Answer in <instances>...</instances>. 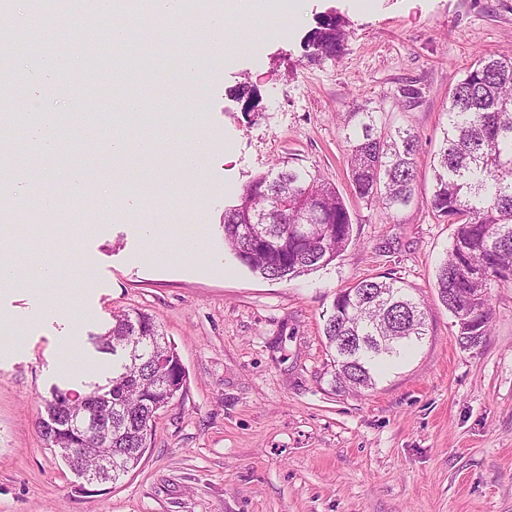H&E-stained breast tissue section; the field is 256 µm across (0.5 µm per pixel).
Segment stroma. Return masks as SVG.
Here are the masks:
<instances>
[{"mask_svg": "<svg viewBox=\"0 0 512 512\" xmlns=\"http://www.w3.org/2000/svg\"><path fill=\"white\" fill-rule=\"evenodd\" d=\"M330 13L345 22L344 50L309 61L304 40ZM237 24L229 60L202 16L178 43L152 37L163 65L152 79L157 110L127 127L121 173L170 185L158 195L100 194L114 161L109 150L89 149L84 116L111 128L121 102L111 87L84 95L75 111L69 90H49L56 69L0 54V68L28 76L0 106L20 116L39 102L65 138L50 156L22 141L15 174L0 175L9 199L0 225L11 227L0 250L33 272L0 298V318L22 342L0 351V512H512V288L491 291L484 345L460 348L435 287L454 228L427 206L448 92L477 56L512 49V0H304L303 19L289 21L282 40L255 38L247 16ZM189 44L206 79L185 88ZM245 81L259 96L252 112L234 96ZM410 82L426 97L407 111L393 96ZM356 104L420 138L415 201L397 217L353 192L343 115ZM189 110L200 112L201 126L178 131V114ZM144 129L159 154L139 152ZM198 140L207 145L199 186L178 162ZM74 163L98 192L80 208L63 186ZM288 166L336 186L356 242L308 275L272 281L225 246L224 212L253 179ZM25 174L46 180L69 224L31 223ZM199 190L203 198L181 203ZM180 235L195 239L193 260L181 259ZM44 265L56 268V280L35 277ZM389 271L420 302L427 334L373 388L336 387L323 334L333 300ZM137 310L155 317L187 385L157 416L138 467L117 483L88 485L42 438L44 402L56 388L85 395L106 384L112 356L97 338L113 313ZM67 337L89 364L83 373L62 369Z\"/></svg>", "mask_w": 512, "mask_h": 512, "instance_id": "stroma-1", "label": "stroma"}]
</instances>
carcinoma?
I'll return each instance as SVG.
<instances>
[{
  "label": "carcinoma",
  "instance_id": "carcinoma-1",
  "mask_svg": "<svg viewBox=\"0 0 512 512\" xmlns=\"http://www.w3.org/2000/svg\"><path fill=\"white\" fill-rule=\"evenodd\" d=\"M345 38L344 22L324 16L307 37V57L332 59ZM423 100V88L405 84L396 105L411 110ZM446 116L432 161L428 207L437 220L454 225V232L437 288L458 344L477 349L491 330V289L512 287V55L475 60L448 93ZM344 127L346 164L357 197L390 216L408 207L416 189L418 136L378 125L366 108L346 113ZM249 224L265 226V234L243 236L239 228ZM224 241L252 272L290 280L334 261L352 243L353 224L335 186L290 167L246 186L239 204L224 214ZM424 335L425 313L396 273L341 290L324 326L335 382L352 390L373 387L375 374ZM98 342L101 350L122 356L120 365L112 366V448L84 452L80 464L95 473L101 456L112 452V474L104 480L116 483L138 466L151 444L152 421L173 402L164 391L169 378L179 372L184 382L186 373L148 313L113 315ZM93 404L87 395L74 399L56 391L45 411L61 420ZM50 447L84 448L86 441L77 430L63 431Z\"/></svg>",
  "mask_w": 512,
  "mask_h": 512
}]
</instances>
